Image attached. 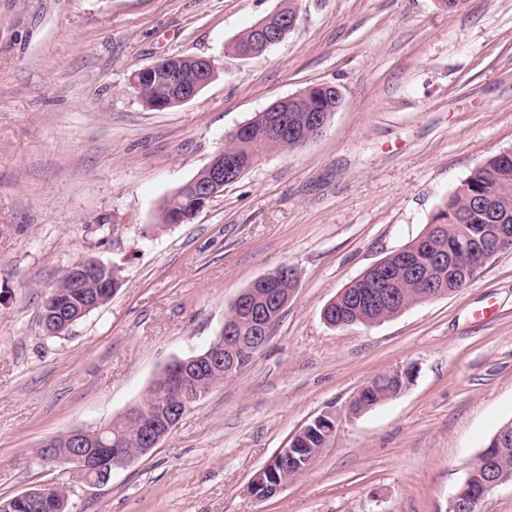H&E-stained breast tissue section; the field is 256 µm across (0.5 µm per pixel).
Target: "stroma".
Masks as SVG:
<instances>
[{"instance_id":"1","label":"stroma","mask_w":512,"mask_h":512,"mask_svg":"<svg viewBox=\"0 0 512 512\" xmlns=\"http://www.w3.org/2000/svg\"><path fill=\"white\" fill-rule=\"evenodd\" d=\"M280 3L0 0V498L59 483L70 512H446L512 420V251L389 320L322 317L512 150V0H299L284 41L237 56L232 41ZM172 55L213 58L219 75L149 109L130 77ZM313 84L343 97L321 137L267 154L189 222H161L226 134ZM89 256L118 269V290L49 334L47 295ZM284 265L297 287L266 346L159 448L94 487L36 460L41 441L139 403ZM409 367L404 393L350 416L371 378ZM323 413L338 423L314 467L253 499L256 471Z\"/></svg>"}]
</instances>
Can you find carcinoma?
Returning a JSON list of instances; mask_svg holds the SVG:
<instances>
[{
  "instance_id": "cac0c4a2",
  "label": "carcinoma",
  "mask_w": 512,
  "mask_h": 512,
  "mask_svg": "<svg viewBox=\"0 0 512 512\" xmlns=\"http://www.w3.org/2000/svg\"><path fill=\"white\" fill-rule=\"evenodd\" d=\"M342 96L337 88L324 89L318 85L310 86L299 93V101L288 113L289 126L295 134L286 131L273 135L268 130V113L260 112L250 119V131L244 135L224 137V153L229 155L239 174L258 163L265 155L274 151H294L303 148L309 139L303 135L311 111L322 113L325 124H330L336 114ZM200 197L194 193L176 192L168 200L165 219L178 214L185 219L193 216L194 208ZM496 224H512V151L503 150L480 163L460 186L446 199L432 215L426 232L382 259L383 265L396 269L401 259L411 256L420 263H426L436 254L446 258L454 257L464 263H473L470 250L479 246L486 233ZM374 272L366 271L361 278L349 282L337 294L336 303L323 312L326 322L336 328L352 324H371L397 313L396 306L385 304H365L359 295L364 286L372 279ZM271 287L285 295L296 288V282L285 275V269L277 268L267 276ZM56 288L67 293L73 300L71 307L85 303L91 288L72 286L69 276L62 274ZM404 392L395 378H389L380 384H372L362 389L354 402L352 411L359 414L376 406L390 397ZM110 438L121 436L125 447H135V429L120 420L111 421ZM509 436L503 447L482 457L469 470V486L477 489L486 471L495 469L500 475L512 478V421L501 426ZM330 430L326 423L313 424L306 430H300L291 439L292 448H325L324 433ZM69 486L47 483L41 487V500L31 507L18 510L9 499L0 498V512H68Z\"/></svg>"
}]
</instances>
